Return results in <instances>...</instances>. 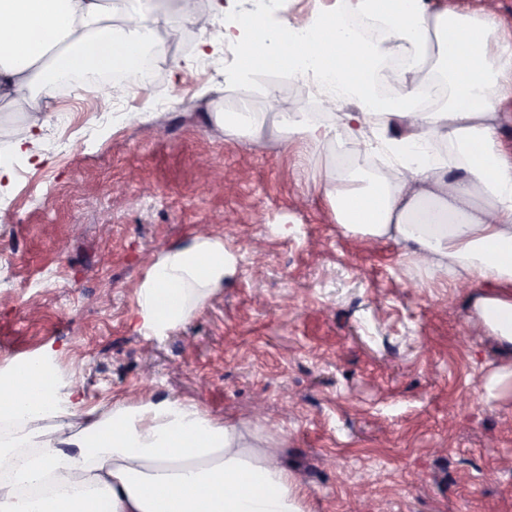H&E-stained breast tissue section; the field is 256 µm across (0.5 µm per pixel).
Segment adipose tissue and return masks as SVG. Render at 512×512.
Listing matches in <instances>:
<instances>
[{"mask_svg":"<svg viewBox=\"0 0 512 512\" xmlns=\"http://www.w3.org/2000/svg\"><path fill=\"white\" fill-rule=\"evenodd\" d=\"M146 0H0V100L30 101L19 141L51 118L42 100L59 80L113 73L143 49L163 54L183 32L241 59L237 74L285 68L331 86L332 122L292 119L268 90L265 109L288 139L319 147L340 138L401 166L396 180L328 168L318 181L337 224L392 241L431 275L481 288L473 313L512 351V151L499 140V107L512 98V42L496 13L428 12L423 0H336L319 14L269 28L259 15L218 21L225 7L177 0L161 28ZM439 74L445 105L422 111ZM232 262L219 239L163 251L136 297L141 328L162 336L224 286ZM78 387L58 381L45 353L0 372V512H305V491L272 442L244 421L210 418L172 397L118 399L84 421Z\"/></svg>","mask_w":512,"mask_h":512,"instance_id":"adipose-tissue-1","label":"adipose tissue"}]
</instances>
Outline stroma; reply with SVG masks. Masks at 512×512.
<instances>
[{"label": "stroma", "instance_id": "35a3bbf8", "mask_svg": "<svg viewBox=\"0 0 512 512\" xmlns=\"http://www.w3.org/2000/svg\"><path fill=\"white\" fill-rule=\"evenodd\" d=\"M203 36L167 44L153 114L102 124L93 95L56 94L34 141L13 145L28 104L0 101V370L46 349L83 410L118 398H187L276 442L306 512H512V391L486 396L512 364L472 314V286L429 278L390 241L344 232L314 188L337 148L225 135L211 117L264 109L267 74L240 60L176 73ZM223 240L235 271L183 324L157 337L136 291L166 249Z\"/></svg>", "mask_w": 512, "mask_h": 512}]
</instances>
